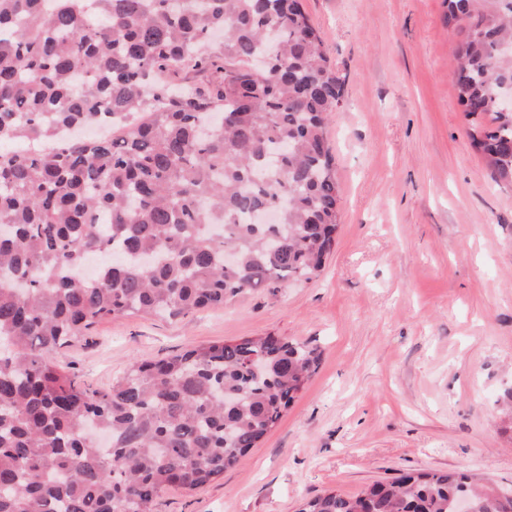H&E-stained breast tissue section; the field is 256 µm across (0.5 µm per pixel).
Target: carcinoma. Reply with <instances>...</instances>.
I'll list each match as a JSON object with an SVG mask.
<instances>
[{
    "instance_id": "1",
    "label": "carcinoma",
    "mask_w": 512,
    "mask_h": 512,
    "mask_svg": "<svg viewBox=\"0 0 512 512\" xmlns=\"http://www.w3.org/2000/svg\"><path fill=\"white\" fill-rule=\"evenodd\" d=\"M473 147L512 185V0H445ZM181 70L204 82L172 76ZM301 0H0V512H152L237 466L316 373L259 336L133 361L101 393L52 354L95 323L177 317L310 279L335 245L329 125L342 107ZM277 213L258 224L256 213ZM235 253L232 265L226 251ZM504 512L464 472H406L298 512Z\"/></svg>"
}]
</instances>
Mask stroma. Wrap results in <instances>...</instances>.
<instances>
[{
	"label": "stroma",
	"instance_id": "1",
	"mask_svg": "<svg viewBox=\"0 0 512 512\" xmlns=\"http://www.w3.org/2000/svg\"><path fill=\"white\" fill-rule=\"evenodd\" d=\"M344 100L329 127L341 190L320 273L176 318L95 324L54 361L111 388L136 360L274 333L316 374L223 477L154 512H297L407 471L464 470L512 495V188L472 147L443 0H303Z\"/></svg>",
	"mask_w": 512,
	"mask_h": 512
}]
</instances>
